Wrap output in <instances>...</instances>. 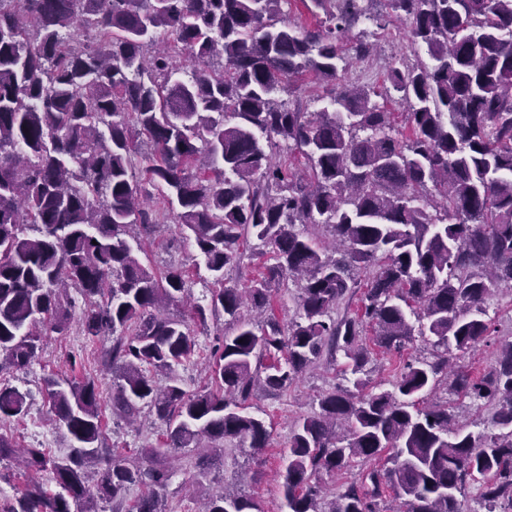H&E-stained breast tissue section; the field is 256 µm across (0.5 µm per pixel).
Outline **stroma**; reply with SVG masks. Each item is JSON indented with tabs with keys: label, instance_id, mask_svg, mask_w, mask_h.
<instances>
[{
	"label": "stroma",
	"instance_id": "stroma-1",
	"mask_svg": "<svg viewBox=\"0 0 512 512\" xmlns=\"http://www.w3.org/2000/svg\"><path fill=\"white\" fill-rule=\"evenodd\" d=\"M371 19L360 21L341 42L342 53L348 58L347 76L359 84L382 83L389 68L414 63L417 54L410 45L408 28L404 21L389 14L382 0H371ZM373 43L368 59L357 60L351 47L358 38ZM143 263L156 268L168 265L184 266L188 272L191 290L190 304L175 307V314L189 316L191 303L208 304L210 276L203 259L193 246L182 239L176 224L165 223L155 239L144 242L140 254ZM488 317L493 331L473 351L459 355L458 365L473 374L486 373L493 364L500 346L512 341V289L496 290L487 302ZM196 341L194 356L178 366L176 374L187 391H195L206 382L210 351L218 334L227 332L223 318L209 319L207 325H192ZM102 341L83 336L77 322H70L66 333H46L41 349L32 364L21 371L0 374V383L18 388L27 395V412L19 420L0 425V430L12 434L23 448H45L56 456L64 455L71 441L55 423L43 396V379L49 374L66 371L68 357L74 356L80 364L76 378L95 380L104 396H111L117 382L111 369L102 363ZM432 347L426 338L417 336L401 354L372 350L367 371L373 382L391 380L400 361L426 358ZM344 356L335 361L321 360L317 369L303 373L288 389L275 395L256 392L250 400L252 414L263 419L269 433V445L261 455H250L237 441H225L223 453L210 455V465L201 469L196 460L201 452L185 448L174 464L173 476L166 491L167 512H200L203 495L221 491L226 496L246 495L253 498L262 512H287L277 474L284 469L291 431L300 418L318 409L321 394L342 383L340 374ZM103 425L106 442L112 452L130 456L144 448H160L166 441L164 425L154 418L142 416L138 422L126 423L112 412L111 405L103 407Z\"/></svg>",
	"mask_w": 512,
	"mask_h": 512
}]
</instances>
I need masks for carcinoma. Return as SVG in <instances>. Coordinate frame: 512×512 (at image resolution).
Segmentation results:
<instances>
[{"instance_id": "carcinoma-1", "label": "carcinoma", "mask_w": 512, "mask_h": 512, "mask_svg": "<svg viewBox=\"0 0 512 512\" xmlns=\"http://www.w3.org/2000/svg\"><path fill=\"white\" fill-rule=\"evenodd\" d=\"M283 0H0V373L29 367L43 330L78 323L105 340L118 371L116 415L142 412L166 427V448L140 458L106 451L99 386L52 375L44 390L74 442L53 457L0 433V460L51 471L3 512H100L141 489L128 512H166L171 474L153 457L237 440L257 455L264 421L246 412L257 389L285 392L341 351L354 376L294 425L282 493L288 512H381L387 493L405 512H459L456 494L483 482L486 512L512 508V342L477 377L451 368L491 331L485 303L512 288V0H385L421 59L388 70L384 93L408 107L405 131L368 85L346 83L342 34L367 17L363 0H303L308 28L280 20ZM92 30L96 46L64 32ZM174 46L159 48L158 29ZM188 82L171 80L178 61ZM344 88L332 109L296 112L281 94L307 74ZM152 152H140L141 139ZM304 158L300 175L272 160L279 142ZM166 197L210 272L204 326L234 325L213 349L208 386L183 388L175 368L196 342L169 308L188 301L187 273L144 265L132 243L153 237ZM327 231L320 243L298 226ZM255 241L268 256L246 287L232 277ZM299 290L297 319L272 314V293ZM363 289L360 313L335 315ZM249 305L263 321L243 316ZM401 353L428 338L432 358L406 361L384 385L361 377L371 347ZM165 375L160 384L155 375ZM449 395L497 401L496 433L466 432L448 403L420 405L443 379ZM26 413V394L0 386V423ZM389 452L391 466L341 484L326 502L316 483ZM204 512H261L248 497L211 495Z\"/></svg>"}]
</instances>
